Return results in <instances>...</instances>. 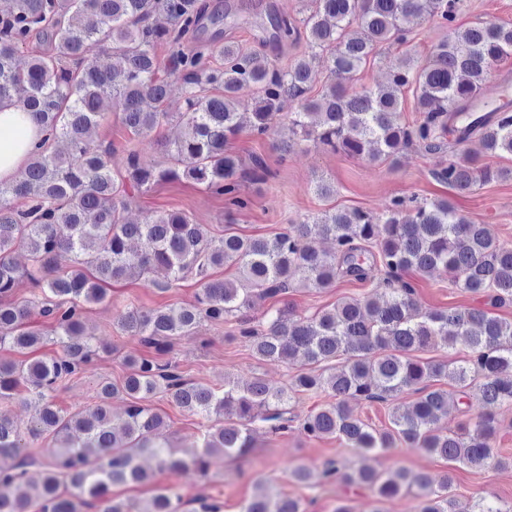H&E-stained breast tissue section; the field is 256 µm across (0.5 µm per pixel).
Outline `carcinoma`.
Listing matches in <instances>:
<instances>
[{
  "label": "carcinoma",
  "instance_id": "carcinoma-1",
  "mask_svg": "<svg viewBox=\"0 0 512 512\" xmlns=\"http://www.w3.org/2000/svg\"><path fill=\"white\" fill-rule=\"evenodd\" d=\"M313 3L301 27L293 17L274 15L277 46L304 40L315 50L290 67L247 53L234 41L212 47L222 59L218 67L204 51L182 48L183 40L200 34L204 19L231 18L228 2L224 13L210 14L203 0H11L0 13V102L33 113L46 134L19 176L0 182V346L23 353L44 343L46 332L30 321L29 306L12 299L24 277L42 295V314L54 323L60 347L46 358L0 362V400L14 398L24 386V400L38 407L25 432L0 412V512H28L34 503L40 512H81L99 502L104 512H182L183 499L171 488H156L141 509L112 497V487L150 482L142 458L173 472L193 467L207 479L215 458L241 460L250 453L257 427L277 434L294 422L308 437L336 438L364 459L411 450L479 469L512 466L493 448L497 426L488 411L512 405V321L480 308L423 311L415 286L405 279L411 272L443 271L455 287L484 294L492 307L512 303V247L458 214L448 200L404 195L381 216L359 208L327 211L268 237L227 230L208 236L178 210L149 212L141 224L125 217L129 191L183 180L246 207L242 181L264 177L266 168L256 157L245 172L229 138L242 132L268 136L286 97L300 101L288 117L299 143L393 163L410 145L434 153L451 145L448 165L436 177L459 193L512 177L511 169L479 163L468 148L477 138L490 154L512 155V110L480 114L470 108L493 66L512 55V26L484 22L454 31L425 64L400 57L386 84L351 94L346 82L379 47L405 43L412 19L452 23L456 0ZM35 31L46 35L49 50L21 67L17 54ZM164 45L170 53L163 62L158 48ZM112 56L120 64L104 63ZM322 75L325 91L307 96ZM171 77L181 84V112L163 109ZM245 86L256 88L258 97L244 123L236 102ZM409 87L423 112L412 125L401 119V97ZM106 98L136 139L159 136L175 118L183 124L179 140L163 142L168 166L143 165L136 146L128 145L122 167H112L115 147L91 138ZM324 238L333 240L334 251L316 247ZM19 249L29 257L22 269L13 260ZM229 261L238 265L239 277L212 278L210 270ZM376 270L385 275L379 293L342 298L308 316L272 307L262 328L251 326L261 302L284 293L297 276L300 287L320 293L343 278L367 280ZM158 271L164 280L152 284L163 291L194 276L201 285L195 301L128 307L117 321L125 335L167 355L177 337L230 318L249 338L256 359L300 363L290 383L274 389L259 377L241 385L227 376L224 388L216 389L186 379L171 359L130 354L121 383L99 380L94 404L74 413L59 409L52 398L58 383L89 372L99 355L86 333L87 307L105 302L112 283ZM459 343L470 350L466 360L420 356ZM443 380L451 389L439 386ZM406 390L417 398L404 409L395 401ZM309 391L326 392L333 401L296 412V394ZM120 393L129 405L118 425L109 401ZM159 394L204 419L194 447L177 450L158 440L168 427L150 404ZM471 397L481 402L479 415L462 424L460 434L444 432L448 406ZM361 401L392 404L391 428L367 426L355 411ZM47 435L52 444L36 447ZM32 467L40 480L31 478ZM322 477L367 488L379 499L414 491L422 500L419 512H512L485 499L467 511L458 508L449 475L437 481L405 469L344 471L331 459ZM259 485L241 512H305L301 500Z\"/></svg>",
  "mask_w": 512,
  "mask_h": 512
}]
</instances>
